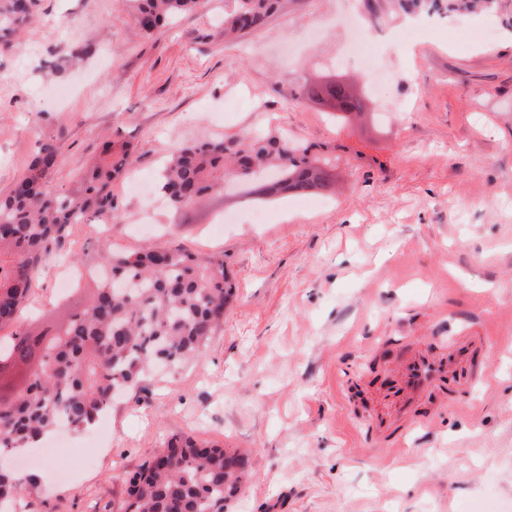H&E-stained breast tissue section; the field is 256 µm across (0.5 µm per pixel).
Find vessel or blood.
<instances>
[{
  "instance_id": "1",
  "label": "vessel or blood",
  "mask_w": 512,
  "mask_h": 512,
  "mask_svg": "<svg viewBox=\"0 0 512 512\" xmlns=\"http://www.w3.org/2000/svg\"><path fill=\"white\" fill-rule=\"evenodd\" d=\"M487 344L486 337L481 335L458 336L450 340L447 354L424 350L400 363V382L391 395L403 411L405 421L397 427H386V438L392 446H402L408 434L420 426L418 402L423 395L434 392L451 404L467 396L469 383L463 380L462 372L473 350Z\"/></svg>"
}]
</instances>
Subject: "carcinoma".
Wrapping results in <instances>:
<instances>
[{
	"label": "carcinoma",
	"mask_w": 512,
	"mask_h": 512,
	"mask_svg": "<svg viewBox=\"0 0 512 512\" xmlns=\"http://www.w3.org/2000/svg\"><path fill=\"white\" fill-rule=\"evenodd\" d=\"M149 37L172 16L193 11L200 0H124ZM279 0H234L224 15V36L262 28ZM434 10H497L502 0H427ZM37 0H0V53L14 48L20 27L33 21ZM323 92L334 110L351 115L365 105L336 82ZM288 139L224 140L176 147L163 165L158 191L179 211L201 204L240 178L256 202L283 198L275 188L259 190L260 172L278 169L288 195L328 197L325 172L308 163ZM60 144L41 145L14 188L0 196V453L21 451L65 422L74 431L91 427L117 390L137 388L145 370L178 367L200 352L224 320L233 286L221 255L144 247L108 255L111 277L94 280L87 303L65 322L21 327L18 315L40 268L61 248L75 224L108 221L112 181L135 160L125 142L106 141L102 156L84 172L80 185L55 189L52 173ZM164 457L143 464L128 478L124 512H224L248 478L246 460L217 445L174 436ZM32 479L0 469V504L20 495Z\"/></svg>",
	"instance_id": "cac0c4a2"
}]
</instances>
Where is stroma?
Segmentation results:
<instances>
[{
	"label": "stroma",
	"mask_w": 512,
	"mask_h": 512,
	"mask_svg": "<svg viewBox=\"0 0 512 512\" xmlns=\"http://www.w3.org/2000/svg\"><path fill=\"white\" fill-rule=\"evenodd\" d=\"M505 13L413 17L390 12L372 64L337 60L343 17L367 20L366 0H281L261 30L228 42L232 0H203L146 36L121 0H40V19L0 56V194L40 145L60 144L53 173L76 188L105 137L136 162L112 183L109 233L77 224L63 253L99 272L113 250L154 244L220 255L235 288L224 323L176 371L143 377L105 411L93 465H31L35 487L14 512H121L127 473L170 437L234 448L253 479L225 512H467L512 501V0ZM90 47L80 65L71 52ZM347 80L371 110L335 119L305 84ZM285 136L307 147L336 182L333 198L266 206L261 224L237 185L203 207H161L135 178L154 180L179 143ZM229 224H222V217ZM42 267L21 315L57 321L76 310ZM480 330L489 349L470 398L440 406L406 446L374 433L370 413L402 359Z\"/></svg>",
	"instance_id": "1"
}]
</instances>
